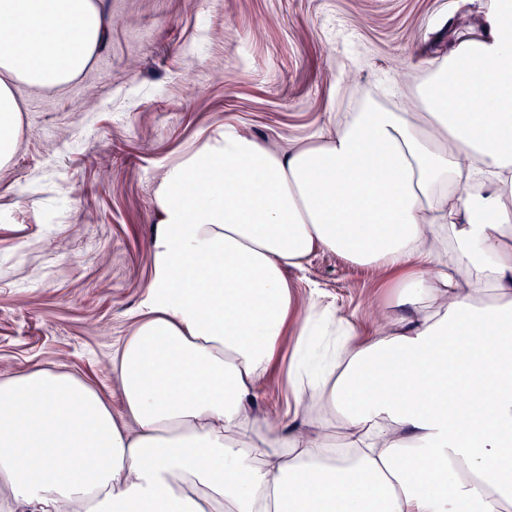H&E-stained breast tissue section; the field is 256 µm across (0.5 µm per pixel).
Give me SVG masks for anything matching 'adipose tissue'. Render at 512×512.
I'll return each mask as SVG.
<instances>
[{
  "instance_id": "obj_1",
  "label": "adipose tissue",
  "mask_w": 512,
  "mask_h": 512,
  "mask_svg": "<svg viewBox=\"0 0 512 512\" xmlns=\"http://www.w3.org/2000/svg\"><path fill=\"white\" fill-rule=\"evenodd\" d=\"M102 30L98 0H0V167L13 84L69 83ZM416 94L284 151L228 123L166 168L120 406L0 378V512H512V0ZM319 248L400 270L362 330L294 297ZM292 318L274 425L252 409Z\"/></svg>"
}]
</instances>
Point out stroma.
Here are the masks:
<instances>
[{
    "label": "stroma",
    "mask_w": 512,
    "mask_h": 512,
    "mask_svg": "<svg viewBox=\"0 0 512 512\" xmlns=\"http://www.w3.org/2000/svg\"><path fill=\"white\" fill-rule=\"evenodd\" d=\"M88 67L16 84L19 143L0 169V375L62 369L112 406V351L153 273L166 167L234 123L279 150L334 129L365 94L411 101L487 0H101ZM297 298L361 327L393 275L335 252L288 269ZM288 331L254 412L288 422Z\"/></svg>",
    "instance_id": "stroma-1"
}]
</instances>
